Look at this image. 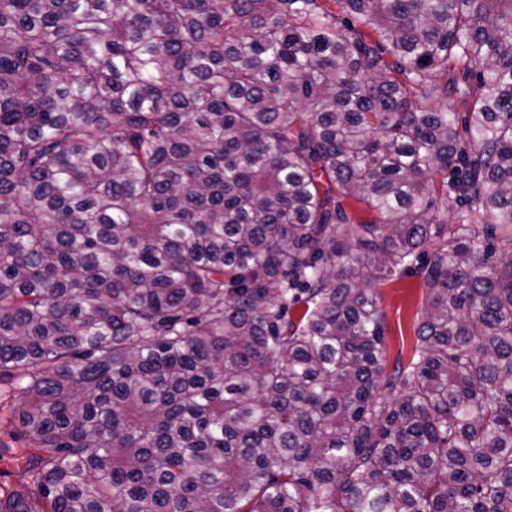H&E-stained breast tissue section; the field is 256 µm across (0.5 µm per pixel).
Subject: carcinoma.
Segmentation results:
<instances>
[{"mask_svg":"<svg viewBox=\"0 0 512 512\" xmlns=\"http://www.w3.org/2000/svg\"><path fill=\"white\" fill-rule=\"evenodd\" d=\"M498 235L512 0H0V512H512ZM385 317L387 369L400 360L406 364L414 353L417 315L423 307L421 279L407 272L376 282L373 287ZM26 459L22 453L16 452L6 454L3 459H0V483L7 480L8 484L18 485L20 482L26 480L25 475Z\"/></svg>","mask_w":512,"mask_h":512,"instance_id":"carcinoma-1","label":"carcinoma"}]
</instances>
